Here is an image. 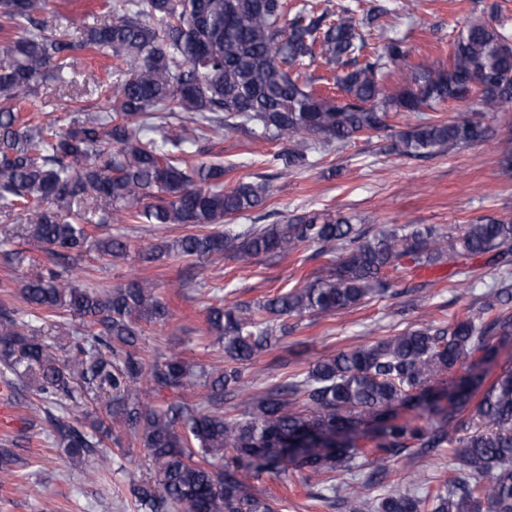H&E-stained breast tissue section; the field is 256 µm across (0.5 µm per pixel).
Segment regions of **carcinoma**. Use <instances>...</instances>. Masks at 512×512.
I'll return each instance as SVG.
<instances>
[{"label":"carcinoma","mask_w":512,"mask_h":512,"mask_svg":"<svg viewBox=\"0 0 512 512\" xmlns=\"http://www.w3.org/2000/svg\"><path fill=\"white\" fill-rule=\"evenodd\" d=\"M50 0H0V213L34 216L32 235L52 266L22 281L27 306L43 319L69 316L90 335L61 346L16 317L0 300V365L15 396L30 390L45 405L50 435L71 460L84 461L127 427L152 466L153 480L133 488L137 512H279L239 471L254 467L304 473L312 500L336 499V473L349 476L345 512H512V367L488 379L500 348L512 342V221L485 218L463 233L421 224L377 233L319 213L284 224H249L235 235L217 227L265 206L267 183L224 188V164L206 161L205 144L225 129L258 127L284 144L266 164L278 170L313 165L320 146L389 130L400 112H437L395 133V150L428 157L482 144L484 114L512 104V33L495 17L469 22L447 64H412L406 38L371 46L378 19L396 13L393 0L367 9L348 0L334 9L320 0H106L107 14L69 38L48 24ZM97 55L112 66L89 77L106 110L82 107L66 119L43 111L41 85L71 84L75 65ZM321 62L332 93L316 91L308 71ZM400 77L387 93L384 78ZM102 224H179L192 232L162 240L142 254L244 264L283 258L314 244L339 253L334 270L256 307L208 309V345L224 351L209 371L179 352L143 353L144 325L163 324L168 303L153 280L107 289L75 283L67 265L94 251L129 255L121 235L94 237L84 215ZM462 263L484 257L499 277L478 310L408 329L366 346L343 349L279 382L258 384L244 367L286 330L282 318L354 308L397 286L401 260ZM469 362L468 374L455 372ZM444 381L435 389L434 381ZM209 389L200 402L162 408L152 390ZM102 398L98 413L57 417L50 407L75 393ZM234 401L237 414L224 413ZM417 411L397 420V409ZM448 449L452 478L432 488L412 479L405 490L370 498L356 476L382 473Z\"/></svg>","instance_id":"obj_1"}]
</instances>
